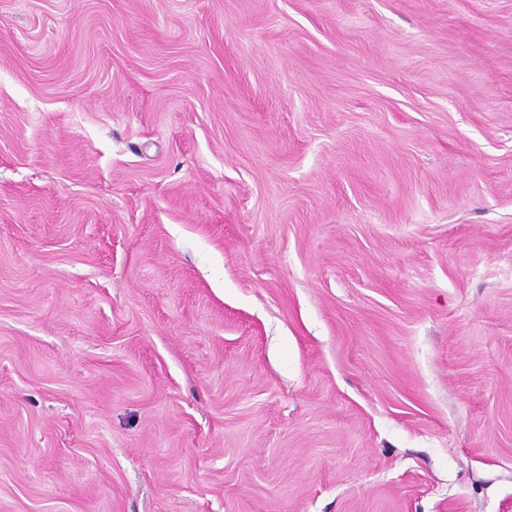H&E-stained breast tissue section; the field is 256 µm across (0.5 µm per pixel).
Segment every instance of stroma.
<instances>
[{
	"label": "stroma",
	"mask_w": 512,
	"mask_h": 512,
	"mask_svg": "<svg viewBox=\"0 0 512 512\" xmlns=\"http://www.w3.org/2000/svg\"><path fill=\"white\" fill-rule=\"evenodd\" d=\"M0 512H512V0H0Z\"/></svg>",
	"instance_id": "stroma-1"
}]
</instances>
